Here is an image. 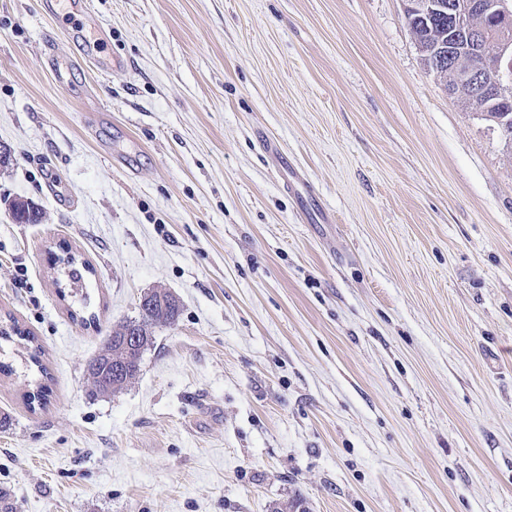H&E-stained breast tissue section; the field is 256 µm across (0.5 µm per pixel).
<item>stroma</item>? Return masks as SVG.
Listing matches in <instances>:
<instances>
[{
    "instance_id": "35a3bbf8",
    "label": "stroma",
    "mask_w": 512,
    "mask_h": 512,
    "mask_svg": "<svg viewBox=\"0 0 512 512\" xmlns=\"http://www.w3.org/2000/svg\"><path fill=\"white\" fill-rule=\"evenodd\" d=\"M51 2L0 0V325L51 377L28 406L0 344L17 512H512V146L406 0ZM155 288L178 320L93 395ZM163 306L154 292L145 294L139 303L140 314L144 313L149 300L156 303L148 315L142 316L136 327L129 331L134 324L126 322L112 333L107 346L89 365L88 379L98 394H114L122 391L137 377L138 366L145 348L152 342L153 329L160 325L173 323L180 312L178 301L169 292L161 290ZM125 336H135L134 343H128ZM145 344L143 351L141 346ZM142 352V353H141ZM141 355V356H140ZM93 379V380H92Z\"/></svg>"
}]
</instances>
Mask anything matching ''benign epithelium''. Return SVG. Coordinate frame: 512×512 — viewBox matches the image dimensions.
Segmentation results:
<instances>
[{
  "label": "benign epithelium",
  "mask_w": 512,
  "mask_h": 512,
  "mask_svg": "<svg viewBox=\"0 0 512 512\" xmlns=\"http://www.w3.org/2000/svg\"><path fill=\"white\" fill-rule=\"evenodd\" d=\"M408 13L418 19H430L432 14L441 12L452 16L458 26L465 28L461 43L448 46L446 65L454 71L455 80L460 85H469L480 98H495L503 102L512 99V0H497L494 13L500 24L499 70L492 81L483 80L480 57L489 41L486 29L469 24L470 15L486 8L481 0H407Z\"/></svg>",
  "instance_id": "7a95c632"
}]
</instances>
